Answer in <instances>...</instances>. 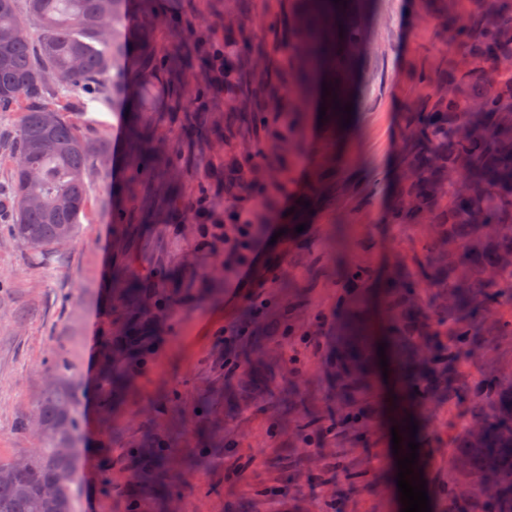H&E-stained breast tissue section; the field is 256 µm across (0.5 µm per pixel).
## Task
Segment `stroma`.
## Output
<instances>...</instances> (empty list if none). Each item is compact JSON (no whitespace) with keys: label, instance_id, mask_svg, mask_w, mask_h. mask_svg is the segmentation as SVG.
Instances as JSON below:
<instances>
[{"label":"stroma","instance_id":"1","mask_svg":"<svg viewBox=\"0 0 512 512\" xmlns=\"http://www.w3.org/2000/svg\"><path fill=\"white\" fill-rule=\"evenodd\" d=\"M160 4L191 23L210 50L224 47L225 15H239L240 88L256 108L270 100L276 107L261 121L239 123L228 143L222 100L201 114L182 87L166 90L145 118L168 176L178 180V205L157 208L146 224L125 163L128 107L113 104L111 75L61 94L67 120L107 153L88 161L91 192L77 238L43 250L13 234L20 114L0 112V456L42 447L31 421L47 397L61 394L70 430L55 440L77 450L74 512H127L145 448L164 451L158 474L168 487L142 512H401L383 377L354 406L368 417V432L351 420L332 432L296 424L338 410L333 369L345 265L371 271L361 290L376 333L380 284L395 257L410 267L425 255V226L389 223L388 211L407 117L432 103L467 56L468 43L452 38L449 24L473 17V0H370L349 130L334 131L311 111L299 138L284 122L287 99L271 97L289 79L278 43L292 0ZM247 144L265 176L225 193L224 164ZM316 179L341 188L339 204H314L305 230L285 235L288 210ZM239 208L265 224L239 236L232 219ZM119 270L150 283L155 314L127 366V390L110 399L102 355L129 335L136 314L119 300ZM276 362L288 371L272 387L238 389V372ZM511 364L512 337L484 347L450 372V395L418 412L416 466L431 512H482L477 498L446 491L451 443L471 420L477 386Z\"/></svg>","mask_w":512,"mask_h":512}]
</instances>
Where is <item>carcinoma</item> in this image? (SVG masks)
<instances>
[{
	"label": "carcinoma",
	"mask_w": 512,
	"mask_h": 512,
	"mask_svg": "<svg viewBox=\"0 0 512 512\" xmlns=\"http://www.w3.org/2000/svg\"><path fill=\"white\" fill-rule=\"evenodd\" d=\"M474 25L460 22L457 37L470 43V53L454 82L441 88L430 110L417 113L409 125L404 149L405 172L399 178V200L389 215L392 224H424L433 240V255L412 273L396 266L385 286L383 327L393 363L404 385L421 406L431 393L446 389L444 373L477 347L472 318L512 300V0L488 5L474 0ZM298 14L288 19L285 56L293 71L278 94L288 98V131L302 133L306 104H325L324 119L342 126L348 115L340 106L352 105L359 86L352 66L363 48V18L367 0H296ZM34 20L40 33L32 37L20 10ZM178 22L160 11L155 0H0V106L31 99L23 110L12 179L15 223L13 233L32 249H46L76 238L79 216L89 197L86 163L106 153L63 116L62 109L44 103L50 93L68 92L112 72V85L138 103L137 111H154L156 76L166 82L184 78L192 55L176 44L164 53L156 46L161 27ZM237 46L224 41V133L252 111L250 101L234 92L232 58ZM199 68L195 95L205 104L209 96L206 72ZM328 95H322V87ZM53 113L55 126L46 130L44 116ZM128 164L144 175L160 160L147 125L128 127ZM227 166L237 172L228 191L252 185L253 166ZM70 228L67 238L60 226ZM432 288L439 299L421 302ZM345 335L336 352L339 394L353 404L372 385L373 360L363 303L344 302ZM448 324V352H433L428 337ZM486 335L512 336V318L486 320ZM117 356L105 353L106 384L126 382ZM483 403L469 428L453 439L448 484H470L473 494L490 478L497 480L494 499L484 501L490 512H512V367L494 373L483 383ZM61 398H50L41 409V426L63 424ZM11 469L0 480V512H53L56 504L41 494L49 479L57 483L58 501L72 510L75 456H62L52 442L28 456V464L0 460Z\"/></svg>",
	"instance_id": "obj_1"
}]
</instances>
